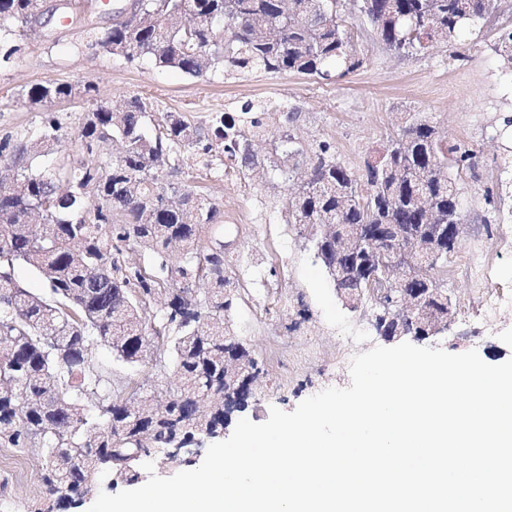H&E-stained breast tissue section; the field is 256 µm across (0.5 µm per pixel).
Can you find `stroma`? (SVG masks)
<instances>
[{"instance_id":"obj_1","label":"stroma","mask_w":512,"mask_h":512,"mask_svg":"<svg viewBox=\"0 0 512 512\" xmlns=\"http://www.w3.org/2000/svg\"><path fill=\"white\" fill-rule=\"evenodd\" d=\"M80 2L81 20L54 22L51 41L29 32L22 51L0 64V140H26L37 130L45 114L31 109L21 91L45 80L90 82L98 89L93 98L51 106L49 112L67 128L53 147L58 156L77 154L83 112L100 103L121 104L134 93L194 122L246 100L288 103L299 110L294 134L302 146L330 142L339 160L357 173L398 133L404 113H424L443 149L475 153L471 167L452 172L466 217L460 246L445 266L456 318L429 345L451 353L474 349L491 365L512 357V308L492 318L486 305L492 294L512 298V72L494 51L499 34L512 28V0H498L496 12L458 47L436 46L417 55L390 51L375 39L352 0H344L342 17L366 63L332 83L260 72L190 78L148 63L131 65L87 44L83 23L102 28L112 19L100 10L105 0ZM255 150L265 166L261 176H210L198 157L188 154L180 179L205 185L232 228L234 269L242 283L233 324L263 370L257 403L247 417L262 423L270 407L291 412L323 388L349 386L352 356L382 340L371 324L372 303L356 312L345 306L305 231L289 223L285 201L293 184L273 170L270 144ZM489 193L495 200L491 206L485 201ZM93 357L110 364L114 377L164 398L170 380L154 361L130 368L115 362L104 346ZM42 496L36 449L0 447V512H29Z\"/></svg>"}]
</instances>
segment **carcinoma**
<instances>
[{"label": "carcinoma", "instance_id": "cac0c4a2", "mask_svg": "<svg viewBox=\"0 0 512 512\" xmlns=\"http://www.w3.org/2000/svg\"><path fill=\"white\" fill-rule=\"evenodd\" d=\"M341 0H140L137 21L86 30L88 45L136 63L197 78L256 72L344 78L364 65L351 42ZM376 37L391 50L453 47L473 31L494 0H357ZM33 0H0V59L19 50L17 37L34 25ZM495 51L512 68V30ZM86 97L87 83L44 82L23 93L45 110ZM281 128L267 123V108L245 101L217 112L209 125L179 112H157L148 97L133 95L124 108L100 104L78 127L81 155L44 162L48 146L65 132L47 116L30 142H0V447L41 449L45 495L31 512H67L112 484H135L151 455L182 464L177 448L224 439V430L255 402L250 371L259 368L251 347L234 332L231 312L240 283L224 252V214L212 198L176 184L188 153L211 166L220 149L247 172L258 165V139L273 143L276 167L288 179L296 158L309 157L302 189L287 198L288 223L316 231L317 254L343 298L360 295L370 269L364 256L336 255V241L366 228L380 248H403L396 232L425 236L415 206L428 199L438 224L452 226L441 247L451 255L465 216L456 179L437 131L417 112L365 162L356 177L328 141L307 155L288 133L297 111L279 104ZM154 124L155 134L144 126ZM118 141L113 158L100 146ZM138 254L130 262L126 255ZM28 265L47 294L15 277ZM428 277L407 288L428 294L448 313L440 268L423 256ZM108 347L115 359L137 367L147 358L172 375L165 401L147 392H124L112 369L95 363L92 349Z\"/></svg>", "mask_w": 512, "mask_h": 512}]
</instances>
